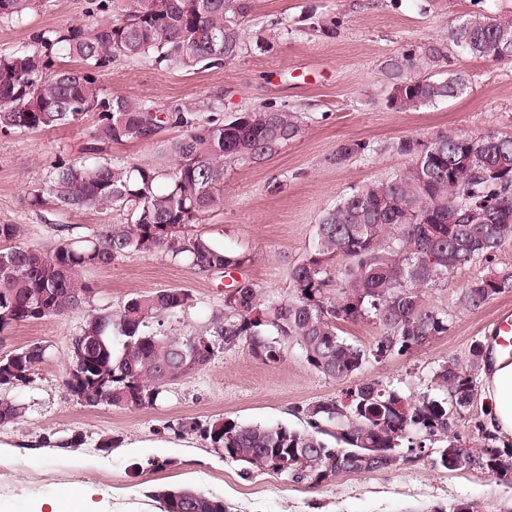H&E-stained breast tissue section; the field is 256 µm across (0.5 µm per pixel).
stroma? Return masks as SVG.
<instances>
[{"mask_svg":"<svg viewBox=\"0 0 512 512\" xmlns=\"http://www.w3.org/2000/svg\"><path fill=\"white\" fill-rule=\"evenodd\" d=\"M422 0H250L245 18L249 41L276 26L285 31L267 50L249 48L218 68H155L122 56L100 72L107 93L167 105L214 93L223 96L220 118L267 104L302 113L301 134L261 164L232 163L214 187L220 206L206 213L198 229L230 251L252 260L231 275L207 277L156 254H137L84 274L93 309L115 308L129 296L183 287L194 296L185 329L205 324L222 307L232 281L247 279L263 297L288 293V271L308 252L314 224L323 211L352 188L392 175L402 163L392 145L403 136L423 139L440 131L479 136L512 135V60L485 61L448 49V68L469 75L471 87L458 98L414 112L386 105L384 61L445 39L473 0H448L443 14L423 13ZM84 0H44L23 23L0 26V53L33 45L37 35L83 21ZM335 36H326L329 25ZM94 116L76 127L0 137V224H17L21 241L46 246L67 224L73 236L105 224L127 223L123 211L70 212L30 204L56 157L79 159L91 139ZM182 133L169 126L149 140L104 146V158L155 161L164 145ZM368 142L370 156L343 165L330 161L339 144ZM512 269V243L491 262L449 276L429 300L454 307L467 284L490 268ZM512 306V291L482 308L456 310L447 335L403 356L366 364L358 379L400 387L405 396L429 391L432 370L442 361L465 360L470 346L485 341L484 326L495 311ZM84 317L23 324L0 335V355L30 342L48 348L26 386L12 390L26 406L16 424L0 427V504L26 512L33 501L50 499L75 484L90 486L109 512H164L157 494L191 487L223 499L227 512H512V476L483 469L448 470L436 462V448L403 453L396 469L342 475L318 486L246 469L216 452L206 431L228 418L244 424L304 429L306 407L344 397L349 386L325 379L297 354L265 365L247 351L219 353L204 369L165 386L157 406L89 407L64 383L69 343ZM195 422L187 430L186 422Z\"/></svg>","mask_w":512,"mask_h":512,"instance_id":"1","label":"stroma"}]
</instances>
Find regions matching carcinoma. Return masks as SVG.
<instances>
[{
	"label": "carcinoma",
	"mask_w": 512,
	"mask_h": 512,
	"mask_svg": "<svg viewBox=\"0 0 512 512\" xmlns=\"http://www.w3.org/2000/svg\"><path fill=\"white\" fill-rule=\"evenodd\" d=\"M41 4L0 0V24H19ZM247 12L248 0H86L85 21L42 34L33 48L0 55V136L77 126L89 113L97 117L88 157H58L34 202L131 215L128 224H106L76 238L62 234L45 248L21 243L19 225L0 224V242L11 243L0 249V333L86 307L92 288L83 274L122 257L156 253L198 274H223L251 261L198 232L196 224L217 203L213 188L224 179V165L272 157L300 134L301 114L263 106L224 121L211 115L221 104L219 94L161 109L150 100L111 96L98 78L114 56L188 70L234 61L247 49L240 21ZM448 42L473 58L502 60L512 55V18L474 11L448 28ZM54 53L80 66L54 67ZM446 58L441 41L389 57L386 105L410 112L463 95L470 88L465 73L428 74ZM168 125L183 133L162 167L96 160L102 144L149 138ZM392 149L406 164L322 213L310 251L289 269L288 295L264 299L255 284L236 285L207 323L188 334L170 325L194 305L185 288L139 293L115 309L87 314L77 334L94 348L83 362L76 396L88 406L153 407L168 382L196 373L222 351L242 349L275 364L287 358V345L318 374L347 382L371 360L402 356L447 335L455 314L430 304V291L512 242V137L440 132L401 137ZM368 152L366 142H345L332 161L342 165ZM476 213L483 218L472 220ZM509 291L512 270L492 271L469 284L458 307L478 310ZM361 320L380 329L368 348L339 335L340 325ZM16 352L19 376L13 384L0 382V426L23 416L24 407L9 392L27 384L46 357L39 342ZM484 358L476 341L465 361L439 363L431 383L442 399L426 392L407 398L391 385L361 382L347 393V406L331 398L306 407L307 430L228 419L211 426L208 438L212 447L229 449L227 457L237 448L252 456L247 467L275 474L302 450L340 469L363 448L399 455L428 441L459 447L450 424L474 403ZM485 440L474 450L484 465L512 457V448L492 446L494 435Z\"/></svg>",
	"instance_id": "obj_1"
}]
</instances>
